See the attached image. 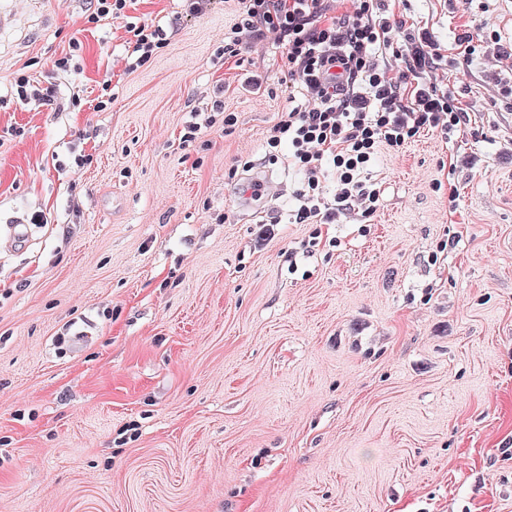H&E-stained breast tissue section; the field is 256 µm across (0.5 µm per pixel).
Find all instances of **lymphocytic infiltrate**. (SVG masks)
I'll return each mask as SVG.
<instances>
[{"mask_svg":"<svg viewBox=\"0 0 512 512\" xmlns=\"http://www.w3.org/2000/svg\"><path fill=\"white\" fill-rule=\"evenodd\" d=\"M351 3L337 16L329 0H240L241 21L224 34L231 57L247 34L282 47L288 94L304 98L281 114L267 140L270 160L287 149L289 165L303 176L297 224H335L352 213L373 217L381 189L369 172L380 147L398 150L421 131L448 135L470 122L454 97L424 79L440 58L434 44H399L393 24L377 19V0ZM130 31L127 54L135 66L167 45L161 26ZM382 48L401 71L380 61Z\"/></svg>","mask_w":512,"mask_h":512,"instance_id":"obj_1","label":"lymphocytic infiltrate"}]
</instances>
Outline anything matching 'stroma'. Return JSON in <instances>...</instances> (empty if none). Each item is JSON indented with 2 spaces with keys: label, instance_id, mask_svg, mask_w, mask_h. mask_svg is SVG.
I'll return each instance as SVG.
<instances>
[{
  "label": "stroma",
  "instance_id": "1",
  "mask_svg": "<svg viewBox=\"0 0 512 512\" xmlns=\"http://www.w3.org/2000/svg\"><path fill=\"white\" fill-rule=\"evenodd\" d=\"M0 7V227L43 217L0 252V512H512V0H387L471 122L380 148L379 210L337 224L289 221L281 51L224 58L238 0ZM142 22L170 39L131 71ZM218 97L235 125L182 147ZM17 86V94L20 100H27L28 98H37L39 100L51 102L52 91L50 88H43L30 84L29 76L20 74L15 80Z\"/></svg>",
  "mask_w": 512,
  "mask_h": 512
}]
</instances>
